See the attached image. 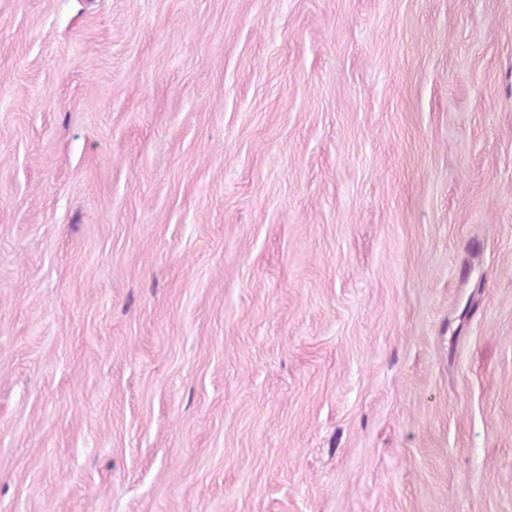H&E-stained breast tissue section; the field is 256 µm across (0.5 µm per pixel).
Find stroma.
<instances>
[{
    "mask_svg": "<svg viewBox=\"0 0 512 512\" xmlns=\"http://www.w3.org/2000/svg\"><path fill=\"white\" fill-rule=\"evenodd\" d=\"M0 512H512V0H0Z\"/></svg>",
    "mask_w": 512,
    "mask_h": 512,
    "instance_id": "1",
    "label": "stroma"
}]
</instances>
